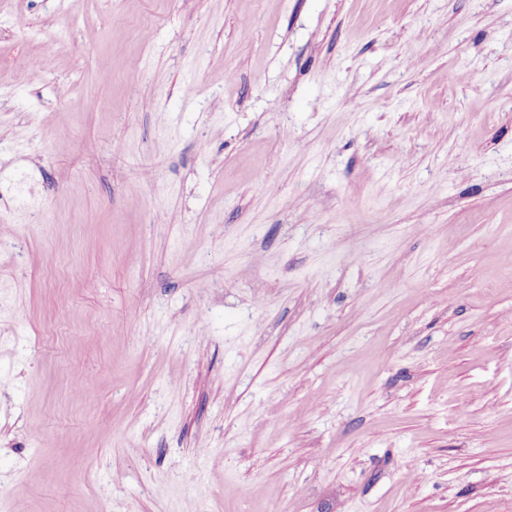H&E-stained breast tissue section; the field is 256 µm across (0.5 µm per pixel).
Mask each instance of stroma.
I'll return each instance as SVG.
<instances>
[{"label":"stroma","mask_w":512,"mask_h":512,"mask_svg":"<svg viewBox=\"0 0 512 512\" xmlns=\"http://www.w3.org/2000/svg\"><path fill=\"white\" fill-rule=\"evenodd\" d=\"M0 220V512H512V0H0Z\"/></svg>","instance_id":"stroma-1"}]
</instances>
